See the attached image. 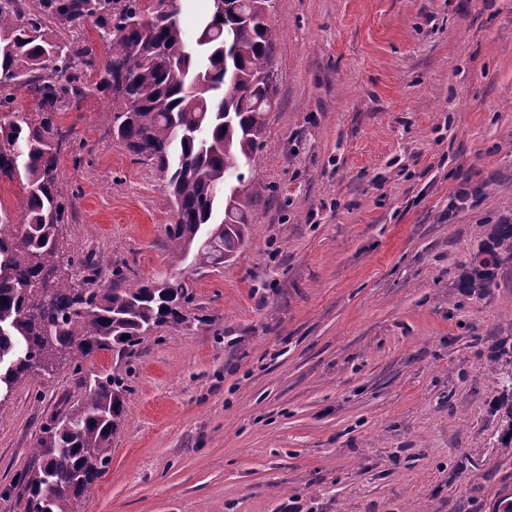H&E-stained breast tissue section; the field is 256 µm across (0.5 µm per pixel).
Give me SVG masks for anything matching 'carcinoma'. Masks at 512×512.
Returning <instances> with one entry per match:
<instances>
[{
	"label": "carcinoma",
	"mask_w": 512,
	"mask_h": 512,
	"mask_svg": "<svg viewBox=\"0 0 512 512\" xmlns=\"http://www.w3.org/2000/svg\"><path fill=\"white\" fill-rule=\"evenodd\" d=\"M90 0H0V176L18 179L24 233L0 236V385L5 391L66 360L83 376L85 397L56 415L51 439L35 448L37 464L16 483L25 512H70L72 498L110 464L124 397L122 377L84 374L100 351L130 357L157 329L184 320L188 286L127 281L111 271L112 284L87 288L62 270L58 228L64 223V184L57 177L61 135L54 114L76 106L91 91L112 94V128L128 151L167 177L176 216L167 235L176 261L191 248L201 266L237 253L247 231L246 199L260 183L241 172L262 144L274 101L271 0H213V15L190 45L168 0H157L146 22L136 21L140 0H110L92 12ZM93 23L103 51L75 45L58 34ZM97 81L90 85L87 74ZM30 93L35 112L16 109ZM245 190L234 210L236 227L205 243L224 220V186ZM485 240L458 287L484 297L500 270L512 269V219L484 225ZM499 378L497 407L503 430L498 444L512 447V347Z\"/></svg>",
	"instance_id": "1"
}]
</instances>
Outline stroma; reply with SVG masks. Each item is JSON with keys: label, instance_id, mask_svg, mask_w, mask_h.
Listing matches in <instances>:
<instances>
[{"label": "stroma", "instance_id": "35a3bbf8", "mask_svg": "<svg viewBox=\"0 0 512 512\" xmlns=\"http://www.w3.org/2000/svg\"><path fill=\"white\" fill-rule=\"evenodd\" d=\"M271 20L263 188L229 262L172 264L164 180L109 97L55 116L61 249L192 291L132 358L88 360L130 391L71 512H501L512 272L485 297L457 282L512 217V0H274ZM84 395L63 364L0 402V512H24L16 476ZM507 356L505 364H502L500 369L499 378V391L497 401L498 411L501 414L503 422V430L498 438V445L500 448L512 447V347L508 350H503L499 359Z\"/></svg>", "mask_w": 512, "mask_h": 512}]
</instances>
